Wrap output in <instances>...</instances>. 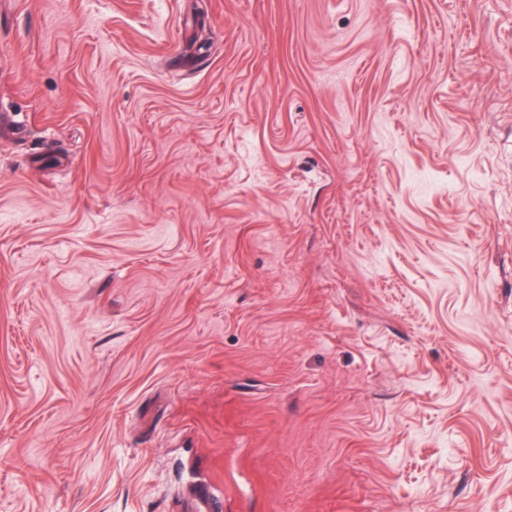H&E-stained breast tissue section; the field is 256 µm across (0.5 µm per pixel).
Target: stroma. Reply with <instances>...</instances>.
<instances>
[{"label": "stroma", "mask_w": 512, "mask_h": 512, "mask_svg": "<svg viewBox=\"0 0 512 512\" xmlns=\"http://www.w3.org/2000/svg\"><path fill=\"white\" fill-rule=\"evenodd\" d=\"M0 512H512V0H0Z\"/></svg>", "instance_id": "1"}]
</instances>
